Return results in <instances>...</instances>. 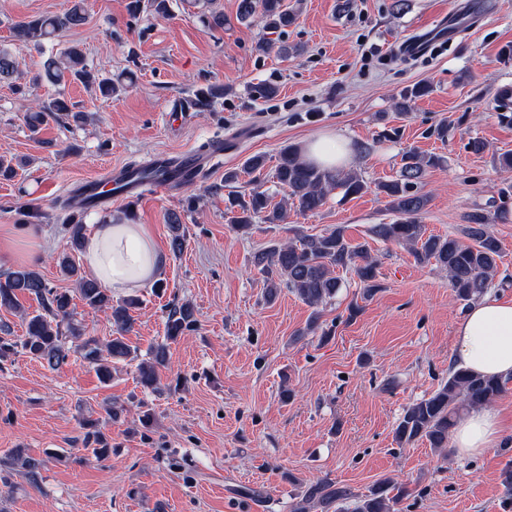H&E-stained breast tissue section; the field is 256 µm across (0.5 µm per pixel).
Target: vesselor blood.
Listing matches in <instances>:
<instances>
[{
	"mask_svg": "<svg viewBox=\"0 0 512 512\" xmlns=\"http://www.w3.org/2000/svg\"><path fill=\"white\" fill-rule=\"evenodd\" d=\"M463 23L451 20L438 24L430 32L403 39L397 48L398 54L410 59L424 54L434 40L455 37L462 29ZM223 141L212 142L208 152L186 151L176 156L161 154L155 156L154 162L176 169L177 177L172 179L141 180L131 176L126 167L117 166L99 177L85 181L91 206H101L111 202L115 197H146L152 195H170L176 189L196 182L201 175L210 170L214 160L224 154Z\"/></svg>",
	"mask_w": 512,
	"mask_h": 512,
	"instance_id": "b4317fda",
	"label": "vessel or blood"
}]
</instances>
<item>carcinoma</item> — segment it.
<instances>
[{
	"label": "carcinoma",
	"instance_id": "1",
	"mask_svg": "<svg viewBox=\"0 0 512 512\" xmlns=\"http://www.w3.org/2000/svg\"><path fill=\"white\" fill-rule=\"evenodd\" d=\"M148 9L157 15L168 13V0H131L129 11L132 15ZM260 19L264 28L275 32L291 25L295 20L294 11L288 9L284 0H239L238 19L242 22ZM87 21L84 0L74 3L63 13L41 16L21 21L13 26V37L18 41L35 45L50 39L57 33L84 25ZM16 66L10 53L0 49V83L15 88L18 93L23 87L16 84ZM39 78L53 85L66 84L68 80L97 86L101 96L111 97L120 91L122 84L110 78L95 75L88 67L83 51L70 46L59 55L47 58ZM428 87L417 85L401 94L396 108L401 112L411 109V103L426 95ZM66 117L77 123L81 113L64 93L43 103L39 110L29 113L26 122L33 131L49 118ZM441 157L408 151L401 157L398 178L370 186L358 172L341 173L321 169L301 158L297 147L288 145L280 151L273 178L290 200L303 214L315 213L326 203L328 195L340 188L347 197L360 195L375 189L377 195L386 200L389 208L398 215L390 224H376L372 228L375 238L390 243L402 244L411 250L421 263L435 262L448 273L449 285L456 298L462 301L475 300L483 296L492 284L500 258L501 245L497 238L487 231V225L507 212L501 207L490 215L475 211L467 215V224L461 230L462 237L441 236L428 232L421 214L427 203V196L420 192L422 178L429 168L441 164ZM265 159L255 155L247 159L243 171L231 170L224 173V183L234 184L241 173L252 175L251 187L244 192H231L225 199V211L230 223L239 230H248L255 219L263 218L268 224H279L286 218L287 209L273 202V197L263 189ZM70 237L69 251L58 257V267L63 276L76 283L79 299L92 309L110 311L117 335L106 343L99 338L88 336L73 322L74 297L67 290L49 285L35 268L19 266L0 273V308L13 310L19 305V296L34 297L39 310L25 317V335L18 340L0 338V363L13 360L23 354L31 359L56 369L66 363L70 354L75 353L84 363L95 368L99 378L106 382L111 379V365L124 361L131 355L130 346L123 333L131 328L132 312L140 306L136 296H130L118 303L112 302V293L102 284L84 276L76 263L75 254L84 244L82 216L68 219ZM170 231L169 249L175 256L182 253L187 241L186 227L181 213L171 210L166 215ZM252 263L261 275L265 297L271 301L282 289L294 293L312 308L306 326L297 331L300 339L316 331L322 337L329 336L320 330L319 307L336 297L341 288L338 270H351L363 285V297H372L379 289L377 264L368 255L363 244H352L346 237L345 227L338 225L322 234L298 232L289 241L272 243L253 254ZM195 308L189 302L173 303L165 323V342L154 346L150 359L138 366V383L147 389L158 384V367L167 360L168 343L176 341L195 322ZM508 381L492 377H479L463 368H453L448 380L430 397L408 406L394 430L395 440L409 443L426 440L434 449L448 447V434L465 410L492 404L504 392ZM119 417V411L109 409L107 418L82 419L83 446L88 458L105 461L112 455V442L106 433L108 422ZM17 461L31 479H36L41 461L27 458L22 451L15 450ZM405 495V491L390 478L380 480L369 494L356 502L353 512H394L393 506ZM354 497L350 489L338 486L328 480H319L298 496L292 512H310L317 506L329 508Z\"/></svg>",
	"mask_w": 512,
	"mask_h": 512
}]
</instances>
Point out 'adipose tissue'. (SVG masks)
<instances>
[{
    "instance_id": "1",
    "label": "adipose tissue",
    "mask_w": 512,
    "mask_h": 512,
    "mask_svg": "<svg viewBox=\"0 0 512 512\" xmlns=\"http://www.w3.org/2000/svg\"><path fill=\"white\" fill-rule=\"evenodd\" d=\"M303 154L307 162L330 169L349 167L356 160L351 140L335 131L310 137ZM83 261L93 276L117 294L153 284L164 263L146 225L112 218L91 225ZM455 336L452 359L457 366L476 375L512 377V300L487 294L474 301ZM499 440L497 412L486 407L473 409L452 434V444L462 456L481 454Z\"/></svg>"
}]
</instances>
